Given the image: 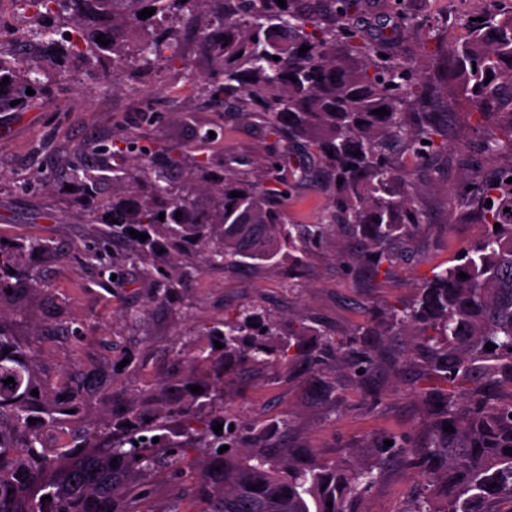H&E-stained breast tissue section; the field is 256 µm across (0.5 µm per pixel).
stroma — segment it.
Masks as SVG:
<instances>
[{
    "mask_svg": "<svg viewBox=\"0 0 512 512\" xmlns=\"http://www.w3.org/2000/svg\"><path fill=\"white\" fill-rule=\"evenodd\" d=\"M416 9L419 29L403 31L397 46L408 50L417 71L425 73L435 43L457 40L459 20L472 9L469 0H418ZM56 86L54 97L37 98L24 111L0 112L1 243L42 239L71 250L100 233V225L80 204V188H66L51 175L57 151L74 145L84 146L88 167H122L124 158L104 159L97 147L135 132L159 148L191 147L217 171L223 170L225 155L235 154L248 159L246 175L263 172L264 129L255 120L225 118L187 69L166 68L144 78L128 75L117 86L108 78L93 82L68 73ZM148 109L161 113L162 121L144 124L142 114ZM474 122L471 113L458 112L448 136V164L412 187L429 215L419 236L425 264H402L376 285L338 265L332 249L325 247L294 275L284 265L253 272L204 271L180 301L167 303L154 300L156 285L142 270L109 283L77 259L54 263L33 253L26 257L33 286L20 307L0 304V315L14 322L21 342L36 349L37 372L54 384L49 402L67 396L74 379L91 390L78 410L83 423L104 426L113 413L128 409L142 419H155L167 405L169 386L192 376L202 390L222 395L224 413L260 424L289 419V443L312 449L321 460L373 462L368 443L375 433L419 434L427 426L415 366L378 371L363 384L338 373L340 398L330 406L320 401L313 375L304 371L265 368L222 377L192 357L205 330L221 326L246 303L263 306L280 328L302 320L331 336L353 339L367 324L371 308L411 299L420 275L433 266L451 265L461 248L485 231L480 224L449 220L457 208L449 189L470 176L457 159L472 147ZM210 128L220 130L221 141L203 138ZM141 307L146 313L140 318L122 314ZM76 326L85 329L78 340L68 334ZM416 490L412 471L389 463L354 508L407 512Z\"/></svg>",
    "mask_w": 512,
    "mask_h": 512,
    "instance_id": "obj_1",
    "label": "stroma"
}]
</instances>
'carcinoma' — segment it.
I'll list each match as a JSON object with an SVG mask.
<instances>
[{
	"label": "carcinoma",
	"mask_w": 512,
	"mask_h": 512,
	"mask_svg": "<svg viewBox=\"0 0 512 512\" xmlns=\"http://www.w3.org/2000/svg\"><path fill=\"white\" fill-rule=\"evenodd\" d=\"M20 2L33 9L32 40L60 50L69 69L91 80L104 73L115 79L146 76L178 61L187 68L193 60L212 107L268 127L264 175L254 180L235 176L241 164L235 156L224 159L219 174L186 147L160 153L136 133L100 152L126 156L129 169L89 174L80 148L60 157L58 167L106 226L83 247L85 265L116 273L115 239L124 241L132 266L160 246L188 257L154 267L160 300L183 295L206 268L286 264L297 271L335 233L347 238L336 243L340 263L370 278L386 276L427 225L410 186L438 169L448 150V118L459 103L468 102L478 115L477 127L498 131L478 134L464 159L474 176L456 190L463 217L485 225V235L461 250L457 264L422 278L411 300L373 316L361 339L327 336L311 346L308 337L319 332L300 321L288 324V343L274 354L269 339L281 335L279 327L260 307L247 305L224 329L207 330L209 343L194 356L212 360L218 341L221 370L333 365L361 383L383 351L395 350L401 362L418 366L415 383L431 403L424 440L378 435L371 464L320 463L308 448L272 441L288 431L286 419L255 426L227 415L220 418L223 430L213 432L207 414L220 408L218 398L200 392L191 405L171 401L149 423L132 411L106 428L74 420L70 440L50 446L46 434L88 394L48 405L52 382L37 376L35 352L0 317V512H144L154 485L129 486L120 498L117 489L155 470L180 478L194 450L205 452L206 465L162 512H179L184 498L199 503L200 512H351L390 460L421 478L413 512H491L493 502L512 499V167L486 173L482 162L512 153V9L486 13L482 22L464 18L466 35L436 45L426 78L403 51L385 52L397 29L415 26L411 0L397 3L396 21L375 38L350 25L364 0H285L284 7L277 0ZM146 8L155 13L139 18ZM188 33L191 60L184 48ZM101 34L109 45L96 41ZM304 45L309 50L299 52ZM44 61L41 51L26 55L0 44V82L9 78L0 85V112H17L50 94L52 83L41 79ZM28 88L35 94H26ZM380 108L387 115L374 114ZM105 180L116 187L110 199L98 195ZM301 185L328 197L315 224L288 222V197ZM131 229L149 238L142 242ZM28 252L69 258L41 240L0 244V303H21L32 280ZM408 330L417 339L397 346ZM488 343L494 350L485 349ZM9 377L14 382L4 384ZM224 445L229 449L219 451Z\"/></svg>",
	"instance_id": "cac0c4a2"
}]
</instances>
